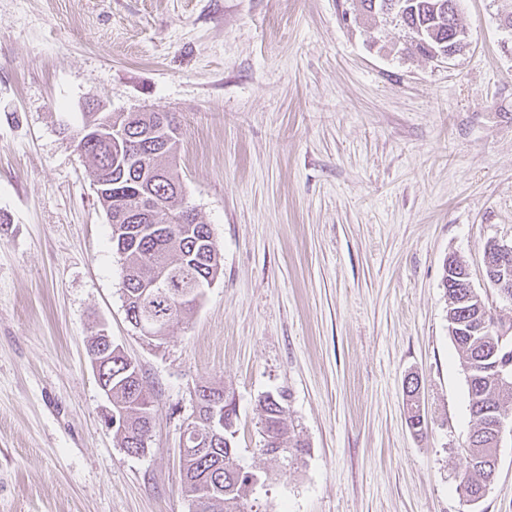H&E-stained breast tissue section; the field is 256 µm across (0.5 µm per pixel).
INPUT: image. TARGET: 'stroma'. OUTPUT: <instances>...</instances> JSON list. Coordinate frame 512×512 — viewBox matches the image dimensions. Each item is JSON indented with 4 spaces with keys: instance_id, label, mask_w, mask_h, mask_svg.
Wrapping results in <instances>:
<instances>
[{
    "instance_id": "1",
    "label": "stroma",
    "mask_w": 512,
    "mask_h": 512,
    "mask_svg": "<svg viewBox=\"0 0 512 512\" xmlns=\"http://www.w3.org/2000/svg\"><path fill=\"white\" fill-rule=\"evenodd\" d=\"M448 60L352 0H0V512H191L196 384L236 404L247 512H512V438L477 504L444 264L512 242V0H458ZM175 113L188 204L223 273L167 339L126 319L123 265L72 135L86 104ZM106 330L153 401L144 454L107 423ZM418 377L425 433L409 425ZM308 445L260 454L258 401Z\"/></svg>"
}]
</instances>
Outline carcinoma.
Segmentation results:
<instances>
[{
    "instance_id": "carcinoma-1",
    "label": "carcinoma",
    "mask_w": 512,
    "mask_h": 512,
    "mask_svg": "<svg viewBox=\"0 0 512 512\" xmlns=\"http://www.w3.org/2000/svg\"><path fill=\"white\" fill-rule=\"evenodd\" d=\"M385 1L404 5L401 22L408 29L423 26L446 40L448 24L462 28L456 0H358L356 8L370 14L373 8H382ZM82 155L88 160L91 178L111 182L98 197L107 216L119 208L137 207L142 185L127 173L119 183L112 178L115 169L107 147L87 142ZM154 166L160 173L148 184L156 196L158 210L138 224L112 225V245L123 259V285L134 297L135 317L165 333L197 307L195 300H184L182 295L199 278L218 279L222 263L220 249L206 225L182 222L183 190L178 172L162 156L154 160ZM459 281L454 275H443L451 318L448 328L466 374L469 412L474 421L457 485L459 494L467 499L491 475V430L495 419L504 415L505 401L512 399V382L502 383L494 370L497 363L512 364V323L507 325L498 319L486 301L467 297L458 287ZM108 358L104 383L111 384L112 412L117 414L112 430L122 447L138 448L153 420L150 397L137 366L123 352L112 351ZM417 389L418 382H409L407 406L412 427L419 431L421 427L414 422L420 412ZM196 395L201 416L198 432H206L213 408L217 419L224 420V433L209 452H186L182 463L185 496L193 505L207 499L198 512H244V500L256 478L239 463L233 430L235 405L222 388L202 384L196 387ZM286 401L283 391L267 393L259 399V451L290 464L299 459L307 445L287 428Z\"/></svg>"
}]
</instances>
